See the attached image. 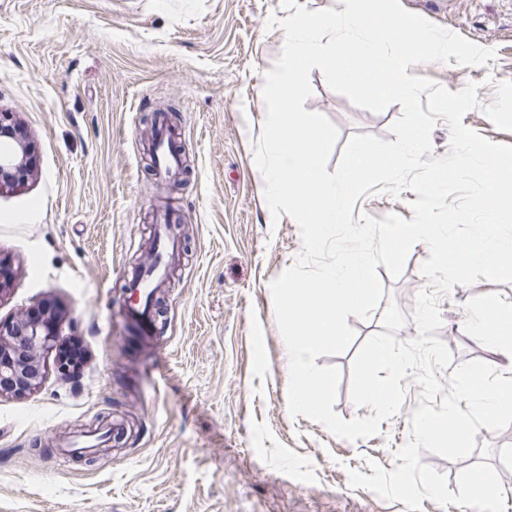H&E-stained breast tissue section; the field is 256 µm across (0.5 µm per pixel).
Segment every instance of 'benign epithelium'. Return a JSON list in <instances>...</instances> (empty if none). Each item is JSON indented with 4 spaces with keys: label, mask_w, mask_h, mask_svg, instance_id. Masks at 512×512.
Instances as JSON below:
<instances>
[{
    "label": "benign epithelium",
    "mask_w": 512,
    "mask_h": 512,
    "mask_svg": "<svg viewBox=\"0 0 512 512\" xmlns=\"http://www.w3.org/2000/svg\"><path fill=\"white\" fill-rule=\"evenodd\" d=\"M0 188L14 184L27 174L31 146L27 135L11 112L0 113ZM59 320L53 309L35 317L24 313L12 320L0 321V353L9 356L0 361V392L24 394L36 388L45 373V354L51 348Z\"/></svg>",
    "instance_id": "obj_1"
}]
</instances>
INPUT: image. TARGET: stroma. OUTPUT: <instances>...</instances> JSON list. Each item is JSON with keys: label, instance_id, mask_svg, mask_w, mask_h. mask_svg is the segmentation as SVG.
I'll return each mask as SVG.
<instances>
[{"label": "stroma", "instance_id": "1", "mask_svg": "<svg viewBox=\"0 0 512 512\" xmlns=\"http://www.w3.org/2000/svg\"><path fill=\"white\" fill-rule=\"evenodd\" d=\"M409 12L494 49L486 66L421 63L415 75L456 92L478 83L481 108L462 123L512 145L483 108L512 81V0H400ZM282 0H0V112L14 113L33 169L0 190V258L12 279L0 319L39 304L60 313L56 344H82L80 375L47 353L41 384L0 395V512H407L403 503L351 488L349 470L390 471L411 439L421 388L402 379V406L377 435L347 441L288 410V351L270 284L303 250L291 218L270 223L262 173L252 161L266 117L264 75L284 44L270 26ZM304 108L339 136L335 171L354 135L395 141L402 114L354 106L312 69ZM168 109L185 172L175 190L155 176L144 116ZM403 187L360 196L357 217L412 220ZM176 215L181 246L153 336L113 327L127 275L142 261L157 213ZM425 247L399 275L378 266L382 295L366 319L348 316V347L317 366L339 371L335 412L368 417L350 396L364 343L382 332L390 306L406 318L400 341L418 335L416 297L426 285ZM512 284L479 280L439 300L435 335L454 363L500 356L456 328L472 297ZM476 448L452 462L422 452L448 478L479 462L495 467L512 512V426L479 430Z\"/></svg>", "mask_w": 512, "mask_h": 512}]
</instances>
